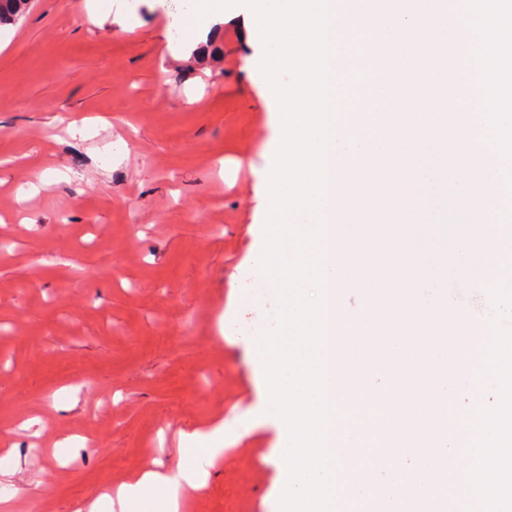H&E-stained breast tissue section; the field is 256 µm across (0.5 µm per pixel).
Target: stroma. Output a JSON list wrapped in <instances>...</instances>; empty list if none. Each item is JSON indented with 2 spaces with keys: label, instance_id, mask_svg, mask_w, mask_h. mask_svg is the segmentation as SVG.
I'll return each mask as SVG.
<instances>
[{
  "label": "stroma",
  "instance_id": "obj_1",
  "mask_svg": "<svg viewBox=\"0 0 512 512\" xmlns=\"http://www.w3.org/2000/svg\"><path fill=\"white\" fill-rule=\"evenodd\" d=\"M161 2L35 0L0 27V448L21 467L5 512H74L259 401L229 329L281 302L230 297L256 275L269 136L251 49L229 27L223 62L194 61ZM276 438L252 431L185 512H277Z\"/></svg>",
  "mask_w": 512,
  "mask_h": 512
}]
</instances>
